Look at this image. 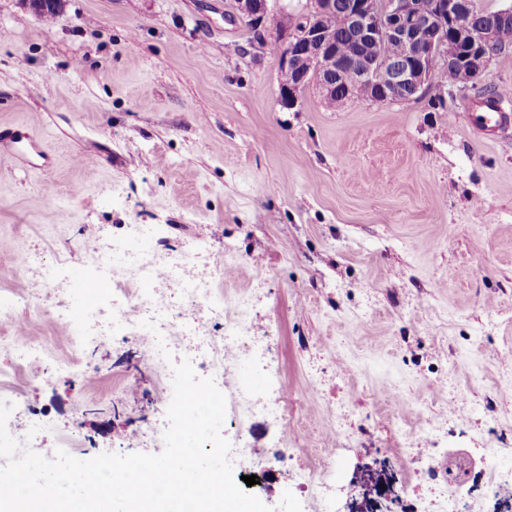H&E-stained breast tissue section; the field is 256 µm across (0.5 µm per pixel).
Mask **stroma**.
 <instances>
[{
    "mask_svg": "<svg viewBox=\"0 0 512 512\" xmlns=\"http://www.w3.org/2000/svg\"><path fill=\"white\" fill-rule=\"evenodd\" d=\"M279 55L235 0H65L50 22L0 0V127L29 135L0 154V289L29 291L20 251L79 268L89 230L152 224L169 253L207 240L216 292L252 302L264 397L288 389L278 423L227 385L234 475L259 454L251 493L314 512L296 471L337 448L336 512H423L405 432L442 422L451 466L512 448V124L471 128L470 94L330 109L311 84L286 108ZM27 334L85 371L6 380L57 426L34 451H163L142 434L173 392L136 341L74 348L49 303Z\"/></svg>",
    "mask_w": 512,
    "mask_h": 512,
    "instance_id": "1",
    "label": "stroma"
}]
</instances>
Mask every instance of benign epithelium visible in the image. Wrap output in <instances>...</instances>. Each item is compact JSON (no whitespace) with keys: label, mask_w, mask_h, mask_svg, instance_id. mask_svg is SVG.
I'll return each instance as SVG.
<instances>
[{"label":"benign epithelium","mask_w":512,"mask_h":512,"mask_svg":"<svg viewBox=\"0 0 512 512\" xmlns=\"http://www.w3.org/2000/svg\"><path fill=\"white\" fill-rule=\"evenodd\" d=\"M242 19L261 24L273 9L270 0H236ZM332 6V0H318L315 11L296 20H289L280 35L281 76L280 99L283 105L297 103L307 84L298 78L303 67L314 68L327 75L342 74L351 69L358 81L375 79L383 95L379 103L409 100L403 89L417 93L426 88L434 68L426 67L425 60L435 58L446 39L448 27L461 30L467 37V46L478 50L480 68L488 69L499 55L512 51L496 44L497 27L512 19V5H505L477 26L470 22L474 0H441L439 13L424 15L416 10L414 0H351L340 12V19L359 30L366 45L363 55L354 60L336 52L321 27L323 14ZM399 40L406 49L405 58L390 65L378 53L380 43L387 39Z\"/></svg>","instance_id":"1"}]
</instances>
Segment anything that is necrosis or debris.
<instances>
[{"label":"necrosis or debris","instance_id":"necrosis-or-debris-1","mask_svg":"<svg viewBox=\"0 0 512 512\" xmlns=\"http://www.w3.org/2000/svg\"><path fill=\"white\" fill-rule=\"evenodd\" d=\"M149 232L147 225L138 224L109 241L95 238L84 248L85 276L80 280L63 262L34 267L28 254H17L16 267L30 271L33 293L23 297L12 290L0 292V321L16 323L20 309L50 300L68 310L75 347L130 338L142 344L146 364L167 370L187 360L223 386L230 365L256 354L251 302L242 299L228 305L216 294L207 241H197L186 253L163 254L141 247ZM74 292L90 293L91 299L72 312L68 298ZM4 344L14 363L45 362L60 377L75 370L73 362L54 357L29 337L10 336ZM336 462L335 449H326L321 468L300 475L321 512H332Z\"/></svg>","mask_w":512,"mask_h":512}]
</instances>
